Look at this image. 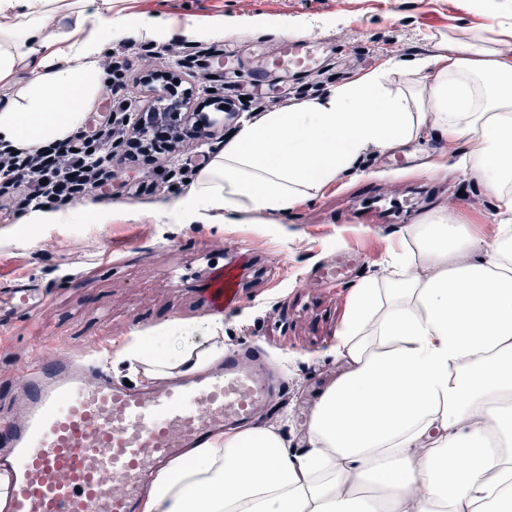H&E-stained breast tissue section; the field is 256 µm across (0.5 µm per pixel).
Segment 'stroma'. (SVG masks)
<instances>
[{"mask_svg": "<svg viewBox=\"0 0 512 512\" xmlns=\"http://www.w3.org/2000/svg\"><path fill=\"white\" fill-rule=\"evenodd\" d=\"M167 16L173 28L187 20L206 26L219 20H255L246 34L191 39L190 66L164 53L163 42L143 33H122L113 52L153 43L155 59L132 64L124 75L130 112L151 101L145 82L161 72L189 89V105L205 125L188 148L144 156L121 147L112 178L73 205L99 210L98 224H23L28 205L0 209V274L39 284L40 309L0 325V411L5 410L23 369L39 358H95L130 336H151L173 324H193L211 310L204 290L216 274L232 273L234 301L224 309V344L261 348L280 380V392L260 423L280 426L292 447H301L320 393L341 373L333 345L349 308L350 290L361 279L386 276L390 250L407 231L438 210L462 215L484 244L497 240V200L471 181L459 164L475 151L466 138L436 131L363 157L358 170L327 186L275 224H166L157 215L196 174L188 152L212 156L223 149L241 118L323 94L385 60L409 62L441 54V40L507 32L512 53V0H112V23L130 15ZM321 39L319 65L309 71L256 72L279 53L286 35ZM223 88L214 96L212 87ZM232 100L236 115L226 114ZM342 252L358 260L343 279L324 276Z\"/></svg>", "mask_w": 512, "mask_h": 512, "instance_id": "stroma-1", "label": "stroma"}]
</instances>
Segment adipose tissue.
I'll list each match as a JSON object with an SVG mask.
<instances>
[{
  "instance_id": "obj_1",
  "label": "adipose tissue",
  "mask_w": 512,
  "mask_h": 512,
  "mask_svg": "<svg viewBox=\"0 0 512 512\" xmlns=\"http://www.w3.org/2000/svg\"><path fill=\"white\" fill-rule=\"evenodd\" d=\"M112 0H0V144L25 152L82 129L113 39ZM435 128L479 149L466 174L497 200L494 247L459 214L430 213L391 251L383 281L352 288L336 338L342 374L302 447L244 424L157 473L142 512H512V55L475 34L321 96L242 119L162 215L172 224H273L353 173L369 150ZM206 347L132 337L114 361L157 383L224 358V317Z\"/></svg>"
}]
</instances>
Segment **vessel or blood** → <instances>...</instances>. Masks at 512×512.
<instances>
[{"instance_id": "obj_1", "label": "vessel or blood", "mask_w": 512, "mask_h": 512, "mask_svg": "<svg viewBox=\"0 0 512 512\" xmlns=\"http://www.w3.org/2000/svg\"><path fill=\"white\" fill-rule=\"evenodd\" d=\"M319 49L288 41L265 70L308 69ZM42 300L32 281L13 279L0 322ZM277 387L255 348L227 350L221 368L149 396L114 383L89 357L35 362L0 414V496L7 512H136L147 479L178 449L251 420Z\"/></svg>"}]
</instances>
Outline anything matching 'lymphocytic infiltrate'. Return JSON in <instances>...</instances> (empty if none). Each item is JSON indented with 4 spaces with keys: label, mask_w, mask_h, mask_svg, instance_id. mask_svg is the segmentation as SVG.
I'll list each match as a JSON object with an SVG mask.
<instances>
[{
    "label": "lymphocytic infiltrate",
    "mask_w": 512,
    "mask_h": 512,
    "mask_svg": "<svg viewBox=\"0 0 512 512\" xmlns=\"http://www.w3.org/2000/svg\"><path fill=\"white\" fill-rule=\"evenodd\" d=\"M127 134L122 122L88 138L51 143L28 154L0 148V196L22 190L24 201L59 206L89 194L109 173L113 142Z\"/></svg>",
    "instance_id": "f902f5d3"
}]
</instances>
